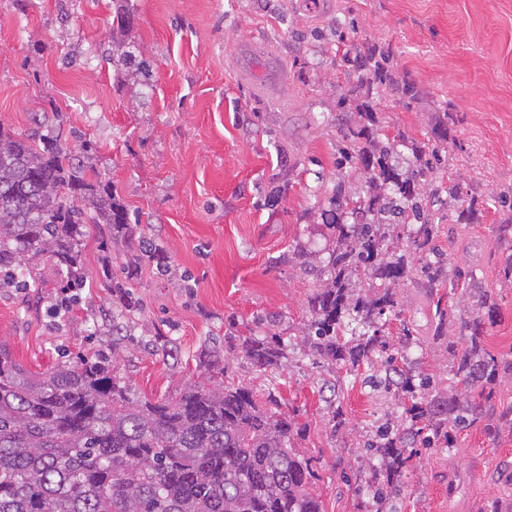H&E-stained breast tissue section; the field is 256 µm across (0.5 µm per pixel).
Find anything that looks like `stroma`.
I'll return each instance as SVG.
<instances>
[{"label":"stroma","instance_id":"1","mask_svg":"<svg viewBox=\"0 0 512 512\" xmlns=\"http://www.w3.org/2000/svg\"><path fill=\"white\" fill-rule=\"evenodd\" d=\"M353 23L356 38L391 44L401 76L424 90L403 106L378 101V127L426 148L439 106L462 121L447 162L428 189L455 179L481 194L471 224L439 220L436 242L449 267L473 268L496 305L484 313L486 346L500 360L492 404L512 407V235L497 236L512 201V0H0V125L30 133L39 112H58L67 146L95 144L94 170L129 210L137 235L164 258L130 277L139 309L120 356L112 354V291L120 258L105 260L95 237L83 242L88 285L71 293L66 315L50 307L62 290L51 262L41 292L0 288V345L33 372L95 352L133 392L174 398L197 381L198 354L222 350L227 382L253 389L288 419L292 447L310 464L311 492L324 512H374L381 475L364 442L374 426L399 417L393 394L370 386L383 361L349 372L316 365L303 341L306 300L326 280L336 246L327 199L336 185V144L347 117L337 102L349 81L338 44L314 31ZM141 53L149 74L116 69L114 50ZM283 187L276 205L265 196ZM418 341L401 348L411 365L447 387L460 342L465 292L453 302L444 343L434 342L429 296L414 277L398 290ZM276 335L288 361L255 371L228 336ZM171 338L177 359L156 341ZM337 385L346 423L334 429L328 385ZM455 431L452 449H419L393 512H490L512 508V421L499 416Z\"/></svg>","mask_w":512,"mask_h":512}]
</instances>
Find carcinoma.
<instances>
[{
	"label": "carcinoma",
	"instance_id": "carcinoma-1",
	"mask_svg": "<svg viewBox=\"0 0 512 512\" xmlns=\"http://www.w3.org/2000/svg\"><path fill=\"white\" fill-rule=\"evenodd\" d=\"M339 63L354 70L356 80L338 101L355 116L341 129L337 169L363 171L372 190L349 195L344 180L336 182L329 198L336 207V248L327 260L328 279L308 297L303 340L313 357L340 368L355 371L373 362L389 346L384 319L399 317L397 289L413 269L436 300L438 341L448 323L439 289H468L465 349L458 353L447 345L454 356L451 372L487 400L486 385L495 379L499 360L486 348L480 312L495 301L477 287L475 270L448 271L433 224V211L444 202L441 193L455 201L450 224L472 223L479 195L463 192L452 178L441 189H424L441 164L437 148H411L414 162L404 171L395 164L398 140L374 128L375 101L388 90L408 105L423 91L399 75L390 44L354 39ZM112 65L149 73L148 61L131 51L112 57ZM457 123V114L445 109L435 136L454 142ZM91 151L87 142L80 155L65 148L59 121L30 137L0 128V286L37 287L30 261L45 255L67 287H83L81 247L90 224L103 252L127 244L124 269L161 260L152 245L134 242L126 206L85 164ZM390 224L407 229L402 252L380 247ZM353 277L362 280L364 293L352 294ZM105 287L121 301L112 313L115 355L127 335L131 301L117 278L107 279ZM238 341L259 373L287 359L276 336ZM395 361L386 360L385 387L411 405L401 425L382 424L365 443L380 457L384 478L373 493L375 512H385L390 496L400 491L416 448H451L450 431L481 420L485 410ZM106 362L85 357L35 374L0 349V512H322L309 489L310 466L289 448L291 424L260 406L252 390L224 384L218 350L199 354L202 380L174 400L136 396Z\"/></svg>",
	"mask_w": 512,
	"mask_h": 512
}]
</instances>
